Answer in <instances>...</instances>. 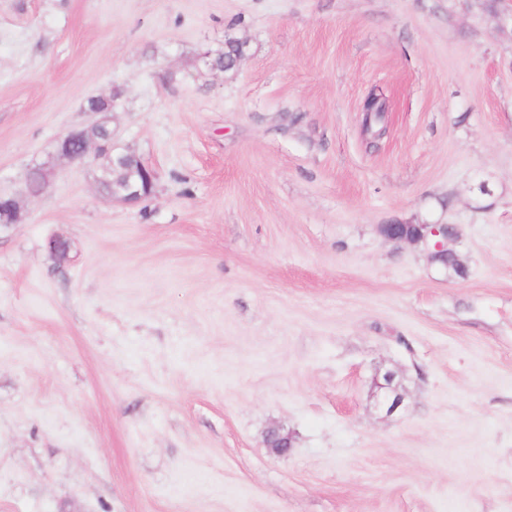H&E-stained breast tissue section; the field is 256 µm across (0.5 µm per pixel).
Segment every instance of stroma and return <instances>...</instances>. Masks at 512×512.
<instances>
[{
  "instance_id": "35a3bbf8",
  "label": "stroma",
  "mask_w": 512,
  "mask_h": 512,
  "mask_svg": "<svg viewBox=\"0 0 512 512\" xmlns=\"http://www.w3.org/2000/svg\"><path fill=\"white\" fill-rule=\"evenodd\" d=\"M115 89L136 204L57 155ZM4 195L0 512H512V0H0ZM409 227H416L418 231L416 233H408L404 231ZM380 233L384 238L389 241L395 242H424L431 246L432 252L431 257L435 261H439L444 265L453 267V260H448V253L454 254L458 266L459 260L457 255L448 250V239L453 238L456 235L454 225L451 224H384L380 227ZM396 375L393 371H386L383 375L384 383L379 388L384 390L380 395L378 404L386 410V414L392 415L402 406L404 396L395 384Z\"/></svg>"
}]
</instances>
